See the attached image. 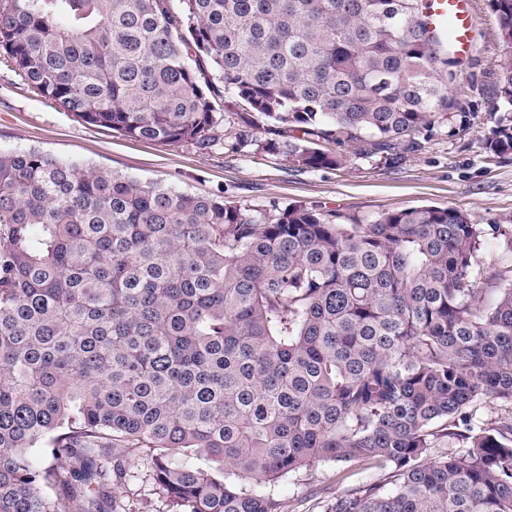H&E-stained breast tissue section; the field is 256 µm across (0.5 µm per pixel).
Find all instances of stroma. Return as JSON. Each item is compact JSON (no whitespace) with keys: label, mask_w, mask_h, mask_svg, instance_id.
<instances>
[{"label":"stroma","mask_w":512,"mask_h":512,"mask_svg":"<svg viewBox=\"0 0 512 512\" xmlns=\"http://www.w3.org/2000/svg\"><path fill=\"white\" fill-rule=\"evenodd\" d=\"M471 2L480 31L476 51L463 58L458 71V104L435 125L419 154L395 167L363 158L333 171L293 172L278 155H232L219 146L202 154L131 139L59 110L1 57L0 150L41 148L62 159L256 207L276 199L370 217L421 205L450 206L470 214L474 223L512 234L506 221L512 216V155L499 161L484 151L497 116L489 86L502 46L490 0ZM383 476L376 468L319 462L283 479L277 492L286 512H321V500ZM120 490L131 512H167L168 502L146 470H136Z\"/></svg>","instance_id":"1"}]
</instances>
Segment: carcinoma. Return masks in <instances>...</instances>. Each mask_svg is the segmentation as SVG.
I'll return each instance as SVG.
<instances>
[{"mask_svg":"<svg viewBox=\"0 0 512 512\" xmlns=\"http://www.w3.org/2000/svg\"><path fill=\"white\" fill-rule=\"evenodd\" d=\"M179 2L3 0L0 53L86 124L298 171L395 166L456 106L427 0ZM492 94L502 158L512 56ZM486 236L0 151V512H126L142 448L169 512H285L321 461L387 472L322 512H512V415L476 419L512 406V236L488 263Z\"/></svg>","mask_w":512,"mask_h":512,"instance_id":"obj_1","label":"carcinoma"}]
</instances>
